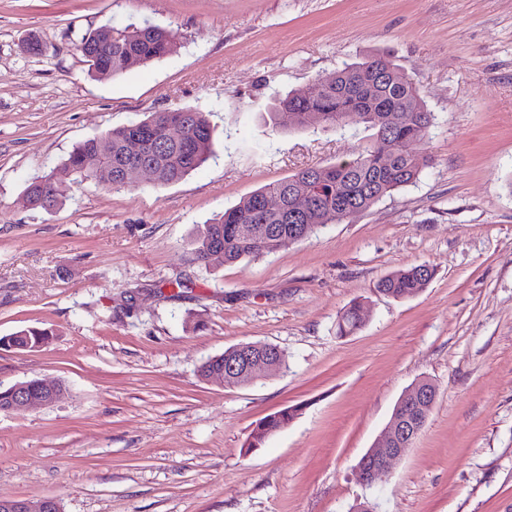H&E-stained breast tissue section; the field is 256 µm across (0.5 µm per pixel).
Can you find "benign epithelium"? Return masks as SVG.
Masks as SVG:
<instances>
[{"label": "benign epithelium", "mask_w": 512, "mask_h": 512, "mask_svg": "<svg viewBox=\"0 0 512 512\" xmlns=\"http://www.w3.org/2000/svg\"><path fill=\"white\" fill-rule=\"evenodd\" d=\"M272 367L271 359L263 356L245 355L243 367L232 366V371L240 377L252 382L257 370ZM42 394L34 399L27 395L26 390L19 387L12 388L16 401L12 410L17 411L35 404H50L61 395V387L46 382L39 383ZM401 400L406 404L407 414L402 420H395L388 426L384 438L377 442L364 454V461L357 465L359 479L366 485H374L387 479L393 463L400 458L405 449L404 444L414 442L422 430L420 421L428 419L437 400L435 385L421 386L419 383L411 385L402 395ZM0 505L9 512H60V505L55 498H46L37 503L25 500H0Z\"/></svg>", "instance_id": "1"}]
</instances>
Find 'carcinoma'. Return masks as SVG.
I'll return each instance as SVG.
<instances>
[{"label":"carcinoma","instance_id":"cac0c4a2","mask_svg":"<svg viewBox=\"0 0 512 512\" xmlns=\"http://www.w3.org/2000/svg\"><path fill=\"white\" fill-rule=\"evenodd\" d=\"M97 32L81 36L77 48L92 76H118L161 60L174 52L169 30L160 25L112 28V45L97 48ZM356 112L372 131L373 144L356 157L328 167H306L287 178L260 188L238 204L203 225L194 240L196 260L209 264L212 257L226 263L270 254L304 239L318 229L339 223L369 209L387 195L414 183L429 166L431 157L410 154L406 146L426 140L434 123L419 89L410 77L385 54H373L346 65L336 73L319 77L306 95L290 92L279 99L269 121L275 129L309 128L325 124L342 127L344 113ZM214 127L208 114L197 108L154 112L144 119L115 127L80 143L68 156L65 168L80 179L98 185H124L127 170L145 166L158 187L179 182L203 166L213 154ZM140 143L131 154L129 145ZM31 209H44V202L57 206L63 191L54 187L52 175L28 183ZM308 197L299 222L290 221L297 196ZM277 195L278 209L262 207L261 200ZM433 277V270L419 264L392 272L377 284V291L399 299L416 296ZM364 322L361 303L345 309L337 335L347 336ZM52 331L29 328L0 337V347L32 349L48 342ZM247 351L270 355L279 367L285 355L265 343H244L207 359L199 369L209 382L237 386L227 369L230 361ZM293 414L278 412L257 426L248 447L262 443L270 434L288 425Z\"/></svg>","mask_w":512,"mask_h":512}]
</instances>
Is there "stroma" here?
Instances as JSON below:
<instances>
[{"label": "stroma", "mask_w": 512, "mask_h": 512, "mask_svg": "<svg viewBox=\"0 0 512 512\" xmlns=\"http://www.w3.org/2000/svg\"><path fill=\"white\" fill-rule=\"evenodd\" d=\"M157 24L170 56L94 78L76 48L106 25ZM36 35L41 53L22 50ZM387 53L435 124L419 179L278 251L199 264L202 225L301 168L371 142L344 127L272 130L276 100ZM209 111L214 155L181 181L106 189L64 162L153 112ZM56 174L62 204L25 205ZM426 264L417 296L375 290ZM361 330L338 336L352 300ZM0 388L62 384L55 404L0 413V498L62 512H505L512 506V0H0ZM284 351L251 385L202 380L245 342ZM438 388L388 478L356 465L417 379ZM294 412L256 448L265 418ZM52 332L48 329L29 328L11 336L0 337V347L14 349H32L48 342Z\"/></svg>", "instance_id": "35a3bbf8"}]
</instances>
